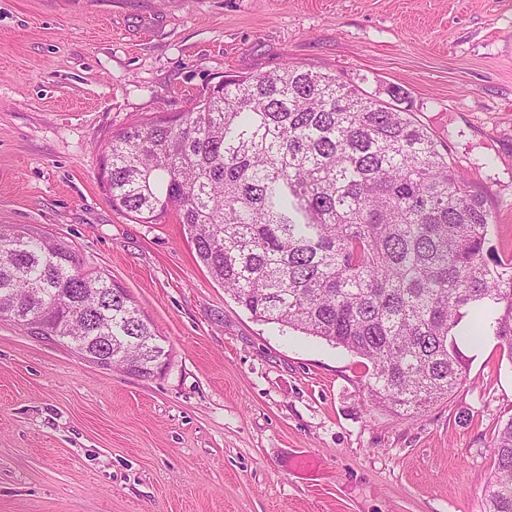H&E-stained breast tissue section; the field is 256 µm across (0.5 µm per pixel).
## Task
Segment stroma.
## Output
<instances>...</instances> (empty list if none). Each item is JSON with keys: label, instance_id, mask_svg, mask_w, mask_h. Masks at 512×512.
<instances>
[{"label": "stroma", "instance_id": "1", "mask_svg": "<svg viewBox=\"0 0 512 512\" xmlns=\"http://www.w3.org/2000/svg\"><path fill=\"white\" fill-rule=\"evenodd\" d=\"M291 64L396 99L440 141L512 257V0H0V225L70 242L169 352L144 379L0 322V512H481L512 358L416 415L358 358L256 321L182 224L115 210L103 150L227 74Z\"/></svg>", "mask_w": 512, "mask_h": 512}]
</instances>
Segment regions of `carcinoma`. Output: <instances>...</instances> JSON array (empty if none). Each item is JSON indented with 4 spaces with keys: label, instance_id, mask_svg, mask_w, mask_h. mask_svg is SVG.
I'll use <instances>...</instances> for the list:
<instances>
[{
    "label": "carcinoma",
    "instance_id": "cac0c4a2",
    "mask_svg": "<svg viewBox=\"0 0 512 512\" xmlns=\"http://www.w3.org/2000/svg\"><path fill=\"white\" fill-rule=\"evenodd\" d=\"M112 207L174 215L197 259L253 318L366 360L371 400L416 413L464 380L459 326L512 359V258L448 150L407 112L326 73L226 75L192 107L117 132ZM112 337V363L149 378L154 325L64 240L0 225V321ZM483 512H512V417L492 438Z\"/></svg>",
    "mask_w": 512,
    "mask_h": 512
}]
</instances>
